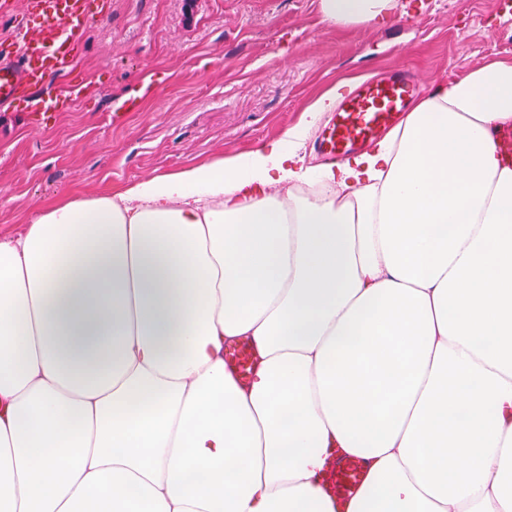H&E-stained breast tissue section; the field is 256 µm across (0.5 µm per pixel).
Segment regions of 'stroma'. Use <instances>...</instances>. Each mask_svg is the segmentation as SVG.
Listing matches in <instances>:
<instances>
[{
	"label": "stroma",
	"instance_id": "stroma-1",
	"mask_svg": "<svg viewBox=\"0 0 512 512\" xmlns=\"http://www.w3.org/2000/svg\"><path fill=\"white\" fill-rule=\"evenodd\" d=\"M512 57V0H397L380 26H327L319 0H110L51 93L84 96L43 124L0 112V235L69 191L123 188L250 151L337 82L397 66L423 91ZM155 79L152 97L139 99ZM138 99L123 125L113 103Z\"/></svg>",
	"mask_w": 512,
	"mask_h": 512
}]
</instances>
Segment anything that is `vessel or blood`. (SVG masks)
Masks as SVG:
<instances>
[{
    "label": "vessel or blood",
    "instance_id": "1",
    "mask_svg": "<svg viewBox=\"0 0 512 512\" xmlns=\"http://www.w3.org/2000/svg\"><path fill=\"white\" fill-rule=\"evenodd\" d=\"M26 7L41 22L18 28L16 56L0 58V108L11 109L24 100L32 113L47 118L61 111L67 100L58 94L41 96V89L69 66L79 34L103 12L105 4L103 0H26ZM417 89V80L403 68L362 82L329 115L316 142L318 151L342 159L355 147L374 141L396 126ZM224 361L240 385H249L254 358L248 345L227 349ZM368 470L367 462L358 457L333 460L326 493L337 512H344L365 483Z\"/></svg>",
    "mask_w": 512,
    "mask_h": 512
}]
</instances>
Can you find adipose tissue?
I'll return each mask as SVG.
<instances>
[{"mask_svg":"<svg viewBox=\"0 0 512 512\" xmlns=\"http://www.w3.org/2000/svg\"><path fill=\"white\" fill-rule=\"evenodd\" d=\"M319 8L378 26L395 0ZM336 98L0 236V512H334L335 455L370 463L346 512H512V58L305 167ZM224 361L228 368L232 369L239 384L248 386L253 376L254 358L251 348L243 343L231 347L224 353Z\"/></svg>","mask_w":512,"mask_h":512,"instance_id":"obj_1","label":"adipose tissue"}]
</instances>
